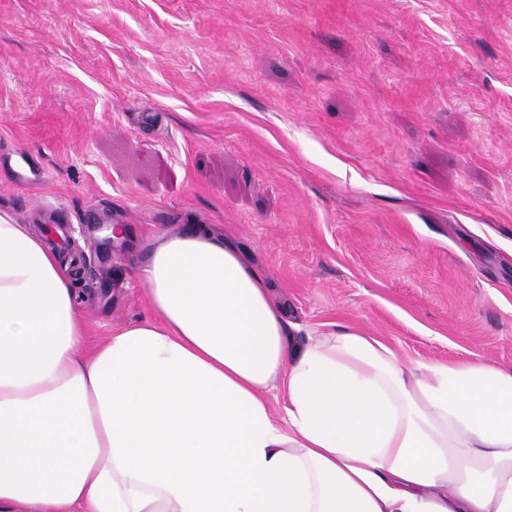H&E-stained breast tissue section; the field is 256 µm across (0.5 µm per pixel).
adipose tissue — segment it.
Segmentation results:
<instances>
[{"label":"adipose tissue","mask_w":512,"mask_h":512,"mask_svg":"<svg viewBox=\"0 0 512 512\" xmlns=\"http://www.w3.org/2000/svg\"><path fill=\"white\" fill-rule=\"evenodd\" d=\"M142 274L151 317L86 350L65 255L0 212V512H512V368L298 343L207 224Z\"/></svg>","instance_id":"obj_1"}]
</instances>
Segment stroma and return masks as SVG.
Here are the masks:
<instances>
[{"label": "stroma", "mask_w": 512, "mask_h": 512, "mask_svg": "<svg viewBox=\"0 0 512 512\" xmlns=\"http://www.w3.org/2000/svg\"><path fill=\"white\" fill-rule=\"evenodd\" d=\"M0 210L65 229L87 346L138 251L208 224L297 341L512 367V0H0ZM6 163L10 182L19 186H34L43 182L45 169L41 158L25 149L13 148L0 154V164Z\"/></svg>", "instance_id": "35a3bbf8"}]
</instances>
